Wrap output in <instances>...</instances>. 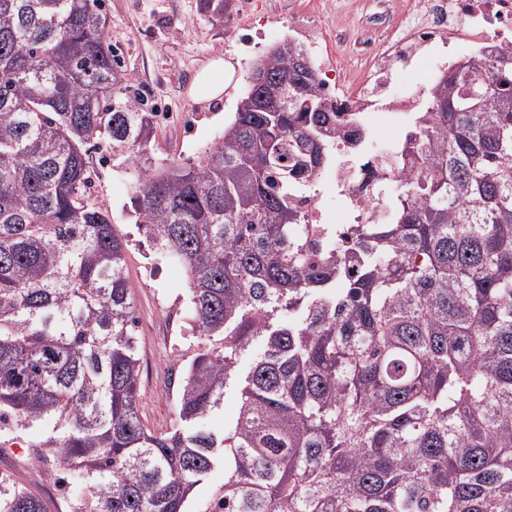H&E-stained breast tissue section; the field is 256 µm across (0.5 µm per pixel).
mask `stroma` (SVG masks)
I'll return each mask as SVG.
<instances>
[{"instance_id": "stroma-1", "label": "stroma", "mask_w": 512, "mask_h": 512, "mask_svg": "<svg viewBox=\"0 0 512 512\" xmlns=\"http://www.w3.org/2000/svg\"><path fill=\"white\" fill-rule=\"evenodd\" d=\"M300 0H230L223 22L200 10L199 0H105L108 37L129 93L156 114L151 144L158 158H197L236 109L247 69L271 41L290 38L288 20ZM320 20L331 30L362 32L377 0H331ZM224 60L232 67L231 83L221 101L201 105L190 95L206 63ZM92 203L108 210L128 241L127 274L135 294L137 338L141 358L140 415L156 431L170 430L175 421L177 386L183 361L194 340L181 319L165 314L160 299L188 307V283L182 269L154 254L139 235L129 212L124 167L111 154L93 156ZM45 437L41 426L17 427L0 422V471L39 494L50 512H72L81 491L76 476L57 484L53 461L38 460L35 447Z\"/></svg>"}]
</instances>
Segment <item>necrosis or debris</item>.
Instances as JSON below:
<instances>
[{
  "label": "necrosis or debris",
  "mask_w": 512,
  "mask_h": 512,
  "mask_svg": "<svg viewBox=\"0 0 512 512\" xmlns=\"http://www.w3.org/2000/svg\"><path fill=\"white\" fill-rule=\"evenodd\" d=\"M477 47L512 53V0H398L395 19L354 47L362 63L355 81L343 70L320 69L331 106L362 113L361 124L337 125L336 160L309 175L314 190L302 198L305 223L335 225L337 257L353 248L356 225L386 223L397 184L412 172L400 156V137L385 133L418 106L421 96L411 93L409 77L423 67L438 82L447 69L445 52L465 58ZM332 200L340 219L330 215Z\"/></svg>",
  "instance_id": "obj_1"
}]
</instances>
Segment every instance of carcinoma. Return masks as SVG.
<instances>
[{"instance_id":"1","label":"carcinoma","mask_w":512,"mask_h":512,"mask_svg":"<svg viewBox=\"0 0 512 512\" xmlns=\"http://www.w3.org/2000/svg\"><path fill=\"white\" fill-rule=\"evenodd\" d=\"M106 26L103 0H0V417L45 428L35 456L87 487L73 512H186L220 463L205 512H512V60L425 94L348 281L296 203L336 132L303 49H266L205 154L163 163ZM103 150L189 284L166 432L139 413L127 241L89 202ZM0 512L50 510L0 472Z\"/></svg>"}]
</instances>
